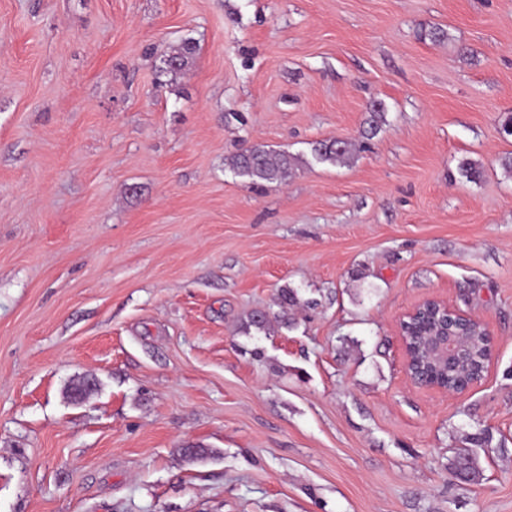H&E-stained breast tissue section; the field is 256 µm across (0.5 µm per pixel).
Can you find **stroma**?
I'll list each match as a JSON object with an SVG mask.
<instances>
[{
    "label": "stroma",
    "instance_id": "35a3bbf8",
    "mask_svg": "<svg viewBox=\"0 0 512 512\" xmlns=\"http://www.w3.org/2000/svg\"><path fill=\"white\" fill-rule=\"evenodd\" d=\"M507 112L512 0H0V512H512ZM431 296L493 338L461 394L405 374ZM313 151L319 161L336 163L345 160L352 148L348 141L334 139L316 142ZM239 175L248 177L254 186L284 183L291 176L295 159L285 152L248 146L232 160ZM299 303L298 293L293 288L279 289L276 305L280 312L274 313L269 311H253L245 321V330L249 331L254 328L256 332H263L265 335L271 330L272 324L290 327L292 322L288 319V308L296 306ZM478 454L474 448L454 451L449 459V473L464 482L477 484L482 480V470L478 464Z\"/></svg>",
    "mask_w": 512,
    "mask_h": 512
}]
</instances>
